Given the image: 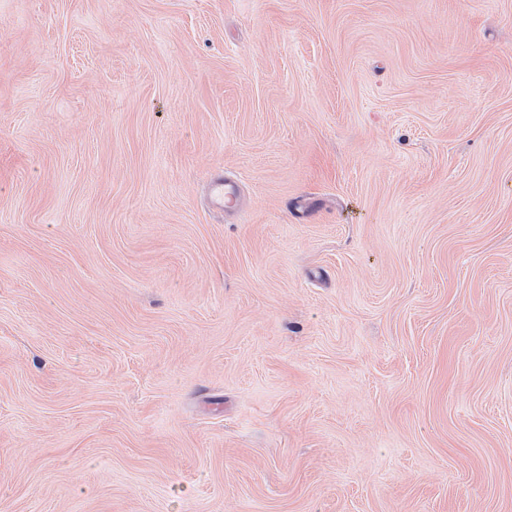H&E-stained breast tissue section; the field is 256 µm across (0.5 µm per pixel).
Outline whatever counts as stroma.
I'll list each match as a JSON object with an SVG mask.
<instances>
[{
  "label": "stroma",
  "instance_id": "obj_1",
  "mask_svg": "<svg viewBox=\"0 0 512 512\" xmlns=\"http://www.w3.org/2000/svg\"><path fill=\"white\" fill-rule=\"evenodd\" d=\"M0 512H512V0H0Z\"/></svg>",
  "mask_w": 512,
  "mask_h": 512
}]
</instances>
